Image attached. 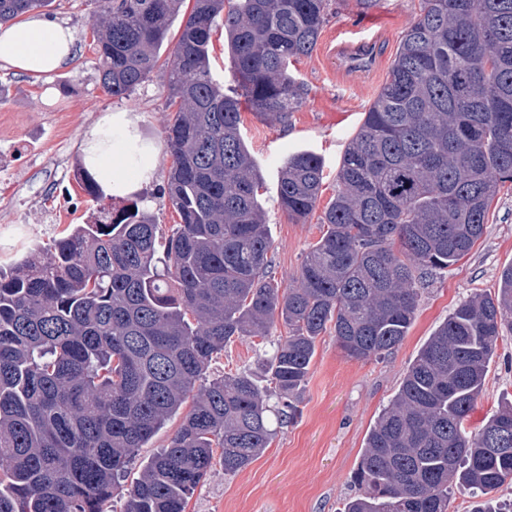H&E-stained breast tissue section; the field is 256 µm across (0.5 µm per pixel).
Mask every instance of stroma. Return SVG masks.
I'll use <instances>...</instances> for the list:
<instances>
[{
	"label": "stroma",
	"instance_id": "1",
	"mask_svg": "<svg viewBox=\"0 0 512 512\" xmlns=\"http://www.w3.org/2000/svg\"><path fill=\"white\" fill-rule=\"evenodd\" d=\"M94 0H53L43 13L73 29L76 52L52 83L0 67V266L45 246L71 224H88L99 206L81 189L79 145L86 129L106 111H126L158 149L154 185L143 205L163 226L179 218L166 196L171 156L164 128L170 107L165 80L152 76L126 98L103 88L93 51ZM421 0H331L313 52L293 62L303 83L301 107L289 124L272 125L244 113L243 136L254 154L266 190L262 196L272 236L270 274L287 284L321 235L318 215L290 219L277 203L278 170L288 155L310 150L324 161L321 202L336 192V171L345 147L381 86L400 40L417 18ZM372 39L377 56L365 71L345 69L337 45ZM512 264V183L494 199L483 237L448 273L425 286L415 320L401 344L383 359L347 357L332 334L317 341L316 356L298 396L297 417L280 428L259 457L236 475L215 470L197 487L187 512H340L357 494L353 482L370 427L397 392L404 372L435 329L476 292H493L504 266ZM275 325L266 339L231 343L212 361L217 376L260 371V354L283 336ZM512 400V331H504L489 365L484 390L470 415L478 429Z\"/></svg>",
	"mask_w": 512,
	"mask_h": 512
}]
</instances>
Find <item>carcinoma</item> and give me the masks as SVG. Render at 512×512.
Here are the masks:
<instances>
[{"label": "carcinoma", "instance_id": "obj_1", "mask_svg": "<svg viewBox=\"0 0 512 512\" xmlns=\"http://www.w3.org/2000/svg\"><path fill=\"white\" fill-rule=\"evenodd\" d=\"M100 0L93 50L114 98L161 75L170 105L160 229L141 199L53 237L44 256L0 269V512H186L213 468L234 475L297 414L319 336L350 358L404 340L420 291L467 256L512 182V0H422L387 81L347 144L324 232L286 286L269 276L263 177L241 110L285 124L303 102L292 62L314 50L330 0ZM52 0H0V22ZM224 22L234 86L211 75ZM168 61L160 52L174 23ZM324 164L280 167L279 206L304 222ZM287 327L263 377L212 379L234 338ZM512 264L433 332L369 431L342 512H448L456 489L483 499L512 485V404L466 424L505 326ZM167 447L140 448L172 418Z\"/></svg>", "mask_w": 512, "mask_h": 512}]
</instances>
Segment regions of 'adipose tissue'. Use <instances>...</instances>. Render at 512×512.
<instances>
[{
    "mask_svg": "<svg viewBox=\"0 0 512 512\" xmlns=\"http://www.w3.org/2000/svg\"><path fill=\"white\" fill-rule=\"evenodd\" d=\"M76 37L67 25L32 14L0 24V66L49 78L73 56ZM80 156L85 170L110 196H125L157 177L158 153L141 140L125 112H105L83 135Z\"/></svg>",
    "mask_w": 512,
    "mask_h": 512,
    "instance_id": "adipose-tissue-1",
    "label": "adipose tissue"
}]
</instances>
